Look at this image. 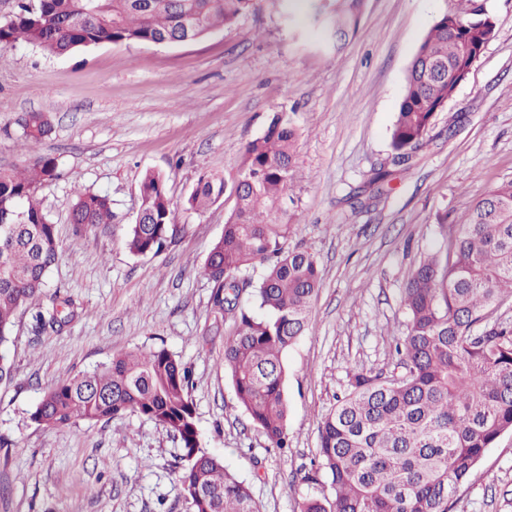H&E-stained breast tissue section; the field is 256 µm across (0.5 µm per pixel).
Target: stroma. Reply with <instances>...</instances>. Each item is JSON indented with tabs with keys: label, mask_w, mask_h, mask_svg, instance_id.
I'll use <instances>...</instances> for the list:
<instances>
[{
	"label": "stroma",
	"mask_w": 512,
	"mask_h": 512,
	"mask_svg": "<svg viewBox=\"0 0 512 512\" xmlns=\"http://www.w3.org/2000/svg\"><path fill=\"white\" fill-rule=\"evenodd\" d=\"M455 4L365 0L340 44L287 20L282 0H255L234 25L190 44L103 43L63 57L0 48V168L25 167L36 153L57 160L58 178L37 192L59 241L45 293L72 311L44 332L31 311L16 316L5 349L13 378L0 384V512H190L177 481L182 444L161 425L132 414L58 428L32 418L57 381L134 348H166L190 368L203 444L251 487L261 512H297L305 498L330 494L313 462L348 373L393 370L410 272L512 179V0H485L492 39L408 166L390 164L407 67ZM27 112L53 123L34 153L17 125ZM279 112L298 133L285 207L322 275L308 329L284 353L283 450L239 407L224 368L234 323L210 306L204 266L235 198L224 193L203 212L186 205L202 175L233 185L243 146ZM383 166L392 173L375 195L367 182ZM149 170L165 175L181 230L160 253L138 256L126 236ZM79 189L109 197L111 223L76 231ZM356 193L363 204L354 208ZM451 512H512V433L487 450Z\"/></svg>",
	"instance_id": "stroma-1"
}]
</instances>
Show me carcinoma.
<instances>
[{"label":"carcinoma","mask_w":512,"mask_h":512,"mask_svg":"<svg viewBox=\"0 0 512 512\" xmlns=\"http://www.w3.org/2000/svg\"><path fill=\"white\" fill-rule=\"evenodd\" d=\"M253 0H18L0 22V48L30 44L61 57L102 43H173L185 22L201 38L233 25ZM364 0L311 5L309 22L333 29L336 40L356 29ZM484 16L442 13L407 69L391 128V162L403 166L425 139L436 109L454 95L453 74L470 64L487 35ZM34 151L52 133L49 117L27 112L18 121ZM297 132L285 113L241 153L235 208L205 266L211 307L230 314L224 338L239 406L273 447H288L283 353L308 326L321 270L307 249L288 241L297 225L283 209ZM53 157L37 155L21 171L0 170V348L15 313L33 304L59 256L55 227L36 201L56 179ZM142 217L126 245L135 255L160 253L178 232L171 222L166 178L144 174ZM223 179L204 176L187 199L204 211L224 195ZM71 222L78 228L112 223L108 196L76 192ZM249 291L254 305L241 300ZM512 301V179L493 186L457 225L444 248L426 254L407 278L401 303L405 336L389 372L354 370L344 394L319 429L318 466L331 496L309 497L299 512H450L459 485L499 437L512 432V323L489 322ZM190 371L165 348L133 349L91 372L47 389L32 418L49 427L97 423L138 414L177 435L178 482L190 512H260L245 483L200 437L189 395Z\"/></svg>","instance_id":"cac0c4a2"}]
</instances>
